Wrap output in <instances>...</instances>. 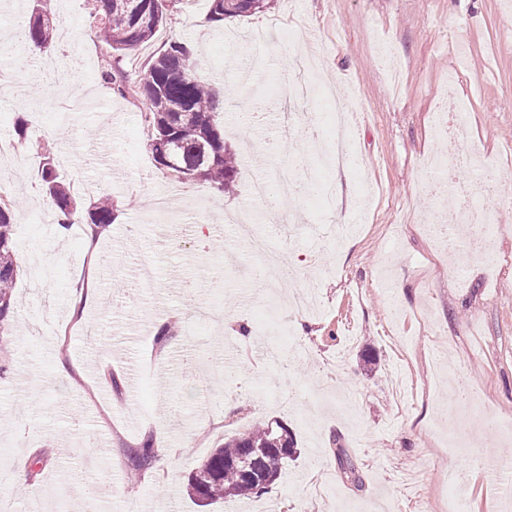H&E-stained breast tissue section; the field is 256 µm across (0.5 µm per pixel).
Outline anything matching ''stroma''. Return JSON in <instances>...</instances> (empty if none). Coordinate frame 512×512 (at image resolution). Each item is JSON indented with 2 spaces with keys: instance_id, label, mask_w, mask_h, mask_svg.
<instances>
[{
  "instance_id": "1",
  "label": "stroma",
  "mask_w": 512,
  "mask_h": 512,
  "mask_svg": "<svg viewBox=\"0 0 512 512\" xmlns=\"http://www.w3.org/2000/svg\"><path fill=\"white\" fill-rule=\"evenodd\" d=\"M55 19L79 21L68 63L78 75L58 87L49 53L20 42L11 23L29 0H0V60L24 85L0 102V139L22 162L0 190L17 207L14 313L0 323V463L31 464L24 482L0 485L16 512H81L96 490L99 512H448L456 476L465 512L512 505L484 468L512 470V435L470 426L453 386L474 404L512 417V0H275L268 12L224 22L216 34L209 0L166 8L144 57L123 61L136 78L148 56L190 44L223 97L224 140L240 160L234 194L159 169L141 104L100 82L101 50L86 0H48ZM284 19L294 36L258 48L256 27ZM318 57L352 116L351 165L336 175L338 201L320 208L298 195L296 227L269 219L248 183L315 168L331 142L283 136L265 111L288 101L294 54ZM466 104L456 141L432 115ZM25 136H18L17 125ZM55 136L36 134V126ZM48 144L56 173L82 202L61 229L40 179L35 143ZM451 153L469 181L468 155L489 174L485 197L499 211L487 256L466 247L478 225L453 224L458 199L430 194L427 158ZM112 196L115 220L88 249L85 209ZM177 199L168 237L146 204ZM235 210L278 252L290 279L274 297L260 256L215 218ZM365 212L363 231L335 243L337 221ZM100 266L95 301L74 317L73 285ZM316 277L312 312L289 308L300 279ZM180 320L174 342L155 339V317ZM78 368L74 380L59 365ZM277 421L297 441L268 492L202 506L188 496L191 472L224 440ZM156 457L138 484L129 453L144 441Z\"/></svg>"
}]
</instances>
